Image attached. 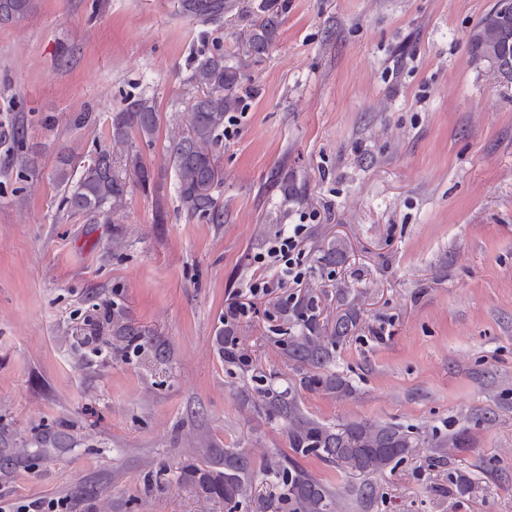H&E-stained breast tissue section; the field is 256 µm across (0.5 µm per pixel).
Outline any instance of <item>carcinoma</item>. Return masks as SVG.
<instances>
[{
  "mask_svg": "<svg viewBox=\"0 0 512 512\" xmlns=\"http://www.w3.org/2000/svg\"><path fill=\"white\" fill-rule=\"evenodd\" d=\"M233 7L231 0H182L186 13L204 20L225 14ZM30 8L31 0H0V24L23 18ZM281 11L278 0H260L256 19L251 22L245 39L249 55L259 59L273 46ZM511 36L501 22L493 20L492 12H487L468 37L472 59L481 64L488 55L501 56ZM243 77L242 66L226 60L219 43L202 55L190 76L194 94L187 104L188 124L185 132L171 139L167 157L176 178L179 203L191 218L224 223L223 207L213 194L214 186L218 185L213 148L224 134L230 114L242 110ZM158 122V113L149 100L139 98L127 102L112 117V146L127 144L133 133L151 143ZM23 137V127L15 125L11 130L17 146L13 158L19 169L26 170L30 159L24 151ZM69 166V160L63 158L55 173L57 182L65 188L62 209L70 215L103 217L108 222L117 220L126 207L129 190L126 178L114 167L113 151L101 148L95 152L76 179ZM124 166L125 171L135 176L143 192L153 188L154 177L139 152H127ZM345 251L344 241L336 239L328 244L320 260L324 264L335 263ZM283 313L288 315L289 323L288 358L304 371L301 388L338 395L349 393L348 383L337 374L327 373V368L360 324L361 312L350 289H336V319L331 323L320 319V306L314 296L285 305ZM108 321L112 323V335L127 339L128 345L136 349L143 346V333L125 321L120 310H112ZM259 393L268 418L287 424L290 454L267 460L257 470L252 460L237 448L189 449L179 477L197 484L209 498H221L224 503L234 505L248 500L256 478L262 473L277 481L280 493L261 501L256 512H336L338 500L334 489L304 469L298 459L314 456L336 468L346 466L366 479L394 468L425 443L443 452H460L466 446L460 433L434 436L428 441L392 423L325 424L305 414L295 391H279L268 385ZM59 449L55 434L46 428L20 445L8 442L0 433V482L8 481L18 468L32 460H53Z\"/></svg>",
  "mask_w": 512,
  "mask_h": 512,
  "instance_id": "carcinoma-1",
  "label": "carcinoma"
}]
</instances>
